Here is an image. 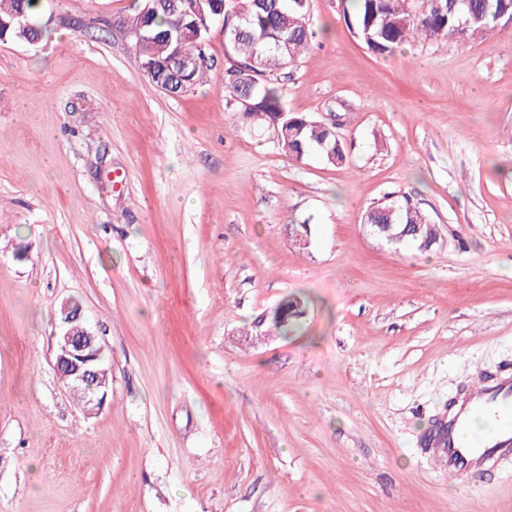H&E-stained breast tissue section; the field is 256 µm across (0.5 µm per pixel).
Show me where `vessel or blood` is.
<instances>
[{"mask_svg": "<svg viewBox=\"0 0 512 512\" xmlns=\"http://www.w3.org/2000/svg\"><path fill=\"white\" fill-rule=\"evenodd\" d=\"M492 415L494 423L481 442L462 447L459 435L476 416ZM426 456L452 477L477 478L512 461V371L481 375L456 396L436 427L422 439Z\"/></svg>", "mask_w": 512, "mask_h": 512, "instance_id": "obj_1", "label": "vessel or blood"}]
</instances>
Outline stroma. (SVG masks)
<instances>
[{
	"instance_id": "35a3bbf8",
	"label": "stroma",
	"mask_w": 512,
	"mask_h": 512,
	"mask_svg": "<svg viewBox=\"0 0 512 512\" xmlns=\"http://www.w3.org/2000/svg\"><path fill=\"white\" fill-rule=\"evenodd\" d=\"M133 4L41 0L44 39L0 41V512H512L511 462L451 478L418 448L512 368V24L380 56L309 0L276 84L350 144L333 167L225 111L220 27L206 82L151 83ZM402 195L430 251L364 224ZM69 300L110 372L91 417L51 363Z\"/></svg>"
}]
</instances>
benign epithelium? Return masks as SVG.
Wrapping results in <instances>:
<instances>
[{
    "instance_id": "obj_1",
    "label": "benign epithelium",
    "mask_w": 512,
    "mask_h": 512,
    "mask_svg": "<svg viewBox=\"0 0 512 512\" xmlns=\"http://www.w3.org/2000/svg\"><path fill=\"white\" fill-rule=\"evenodd\" d=\"M374 235L389 243H401L408 231H393L390 224H372ZM96 336L83 327L81 309L74 306L62 307L61 331L56 336L54 347V368L67 372L71 378L69 388L83 395L85 412L98 413L104 405L108 389L107 378L97 368L99 351L95 349Z\"/></svg>"
}]
</instances>
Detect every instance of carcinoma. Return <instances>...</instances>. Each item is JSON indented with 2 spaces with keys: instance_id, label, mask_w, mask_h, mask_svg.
<instances>
[{
  "instance_id": "carcinoma-1",
  "label": "carcinoma",
  "mask_w": 512,
  "mask_h": 512,
  "mask_svg": "<svg viewBox=\"0 0 512 512\" xmlns=\"http://www.w3.org/2000/svg\"><path fill=\"white\" fill-rule=\"evenodd\" d=\"M344 10L354 36L374 54H390L417 40L465 42L486 34L512 16V0H416L412 11L406 0H348ZM40 0H0V40L38 41L47 31L40 21ZM29 21L23 28L19 21ZM224 30L234 64L226 69V109L241 111L238 98L253 105L244 116L273 129L279 148L300 160L320 152L331 165L348 159L346 145L333 128L283 108L278 89L264 80L274 71L296 66L308 50L314 32L309 23V0H136L134 14L121 26L142 32V60L153 66L154 85L176 95L191 92L204 82L213 57L181 72L171 62L167 34L179 41L188 56L199 54V43L209 39L215 24ZM391 220L411 230L409 240L429 249L437 239L435 225L417 209L397 200L369 208L365 223Z\"/></svg>"
}]
</instances>
